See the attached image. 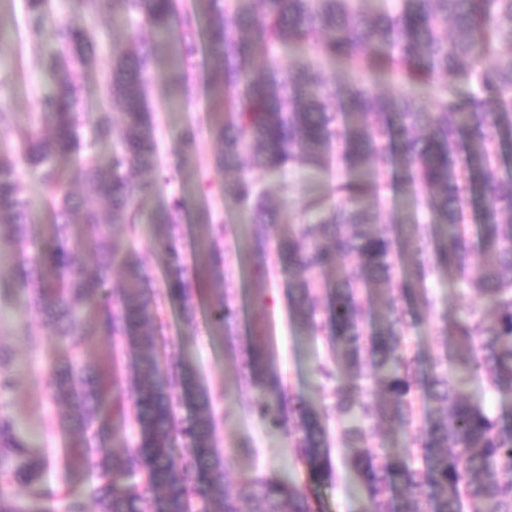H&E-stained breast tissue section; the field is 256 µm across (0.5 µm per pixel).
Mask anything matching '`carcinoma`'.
<instances>
[{"instance_id":"cac0c4a2","label":"carcinoma","mask_w":512,"mask_h":512,"mask_svg":"<svg viewBox=\"0 0 512 512\" xmlns=\"http://www.w3.org/2000/svg\"><path fill=\"white\" fill-rule=\"evenodd\" d=\"M147 25L150 46L117 47L97 118L82 112L73 74L91 56L93 36L65 20H51L47 0H26V31L39 46L52 25L56 51L50 65L55 92L40 103L47 134L22 131L15 150L0 151V254H12L8 277L27 296L46 334L80 346L101 336L109 347L134 350V390L117 373V359L90 368L58 363L45 398L59 407L58 427L79 435L74 458L98 474L90 496L98 512H191L193 500H220L218 512H316L306 488L292 479L224 486V454L213 444L218 394L197 383L192 364L165 365L157 340L158 314L176 305L190 322L206 304L216 335H231L238 310L230 292L227 225L201 214L207 233L204 262L187 265L185 214L180 192L151 215L165 262L162 284L152 287L129 244L142 224V205L160 185L175 186L181 166L161 163L149 80L169 56L171 93L192 97L196 57L205 59L218 193L249 215L250 260L264 279L270 265L295 273L288 301L297 325L329 342L331 360L316 367L328 386L313 405L287 394L260 341L246 346L242 370L254 392L251 411L271 428L295 429L293 450L309 481L330 476L333 463L325 423L338 422L345 460L367 500L364 512H512V424L491 413L472 392L482 381L512 393V172L505 144L512 141V0H82ZM303 42L315 58L283 69L271 57ZM353 66L371 61L396 72L405 87L393 95L367 85L330 83L323 59ZM122 116L109 161L89 158L78 170L62 162L93 139L114 134L112 113ZM342 177L332 201L311 200L307 218L273 238L276 223L265 191L243 169L280 179L299 168ZM34 171L52 213L49 247L30 255L36 239L32 202L19 168ZM403 191L433 220L422 224L387 211L385 191ZM120 228L128 244L114 239ZM85 249L91 262L80 261ZM122 285L112 284L114 271ZM451 279L478 295L453 322L442 317L429 342L445 354L424 365L406 336L400 296L412 295L432 315L437 301L427 286ZM95 305L85 312V302ZM383 404L367 402L364 365ZM9 359L0 352V394L12 389ZM133 398L134 443L113 459L105 413L122 412ZM191 401L196 417L184 421L177 406ZM380 423L402 441L369 445ZM181 438L188 457L171 448ZM0 512H45L60 490L45 484L47 458H34L16 419L0 404ZM139 478L123 487L117 477Z\"/></svg>"}]
</instances>
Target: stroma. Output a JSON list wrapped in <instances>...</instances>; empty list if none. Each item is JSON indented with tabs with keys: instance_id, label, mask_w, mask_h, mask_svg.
<instances>
[{
	"instance_id": "1",
	"label": "stroma",
	"mask_w": 512,
	"mask_h": 512,
	"mask_svg": "<svg viewBox=\"0 0 512 512\" xmlns=\"http://www.w3.org/2000/svg\"><path fill=\"white\" fill-rule=\"evenodd\" d=\"M49 6L53 17L87 28L97 41L92 64L77 77L81 105L88 117H95L102 104L103 81L112 64L113 45L133 38L148 43L153 33L142 25L113 20L108 14L89 15L80 0H50ZM24 15V0H0V110L10 116L8 123L0 124V148L13 146L17 128L38 126L39 101L56 86V74L46 61L53 48L52 35L44 33L40 51L29 49ZM325 74L339 83L351 84L362 79L381 91L398 89L393 77L371 65L358 71L336 60L326 64ZM152 87L163 162H181L183 194L197 207H210L215 218L232 224L234 233L225 245L245 251L247 214L220 197L206 198L199 193L200 183L216 177L213 160L218 151L206 95L198 94L191 102L169 97L166 71L161 67L152 76ZM189 127L196 132L197 150L186 156L181 152V138ZM251 176L268 192L271 202L280 206L278 222L272 228L273 236L278 237L301 221L300 203L328 198L336 172L299 170L291 174L290 195L296 202L292 208L281 205L280 186L275 179L258 170L252 171ZM235 276L237 303L241 308L235 335L216 336L207 310L197 311L194 320L188 323L169 306L162 318L166 355L172 360L191 361L201 385L224 393L214 437L217 448L224 453L225 483L229 489H236L244 479L257 476L289 477L301 483L306 479L305 468L291 455L287 431L269 430L248 410L253 394L243 385L240 368L243 348L251 334L264 336L287 391L313 403L322 398L315 369L328 358L329 348L325 338L304 335L293 324L287 273L278 271L260 282L245 265L236 269ZM0 346L12 351L16 378L14 390L5 394L4 400L21 420L32 457L48 455L55 461L45 474L46 481L54 486L62 485L72 495L89 493L97 477L81 466L67 467L69 450L78 438L56 425V408L44 400L43 388L54 364L71 358L91 364L105 363L107 342L95 339L75 348L68 341L46 335L39 316L29 311L25 295L6 278L0 280ZM338 432L336 422H328L327 446L337 473L313 486L311 493L320 512H362L366 500L355 473L342 466Z\"/></svg>"
}]
</instances>
